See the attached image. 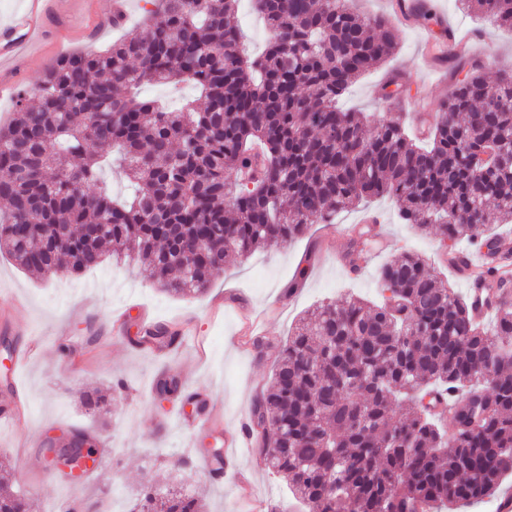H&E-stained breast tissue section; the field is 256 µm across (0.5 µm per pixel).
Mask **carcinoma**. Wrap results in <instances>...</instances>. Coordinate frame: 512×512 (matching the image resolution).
<instances>
[{"mask_svg": "<svg viewBox=\"0 0 512 512\" xmlns=\"http://www.w3.org/2000/svg\"><path fill=\"white\" fill-rule=\"evenodd\" d=\"M512 28V0H459ZM112 46L70 53L17 94L0 127V252L23 269L72 273L140 258L175 295L203 294L225 259L287 244L365 197L444 246L512 223V68L490 82L458 62L426 139L367 126L337 101L388 57V20L349 0H251L271 40L241 49L240 0H150ZM187 82L164 109L144 85ZM125 201L89 187L112 148ZM207 250L199 252L201 240ZM381 299L308 313L279 347L256 401L253 442L308 512H445L484 503L512 476V298L487 330L465 297L403 253L379 271ZM165 325L137 337L166 344ZM459 400L448 428L436 396ZM71 444L94 436L72 431ZM198 496L147 486L128 512H198ZM0 512H28L0 478Z\"/></svg>", "mask_w": 512, "mask_h": 512, "instance_id": "cac0c4a2", "label": "carcinoma"}]
</instances>
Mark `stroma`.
I'll use <instances>...</instances> for the list:
<instances>
[{
    "label": "stroma",
    "mask_w": 512,
    "mask_h": 512,
    "mask_svg": "<svg viewBox=\"0 0 512 512\" xmlns=\"http://www.w3.org/2000/svg\"><path fill=\"white\" fill-rule=\"evenodd\" d=\"M434 2L462 33H483L494 44L497 56L483 58L482 63L484 74L495 78L504 61L512 60V30L462 13L455 0ZM390 24L396 41L393 54L353 83L339 101L344 111L389 118L383 87L393 80L407 93H423L427 111H436L447 98L449 71L423 67L425 47L417 27L395 18ZM118 37L117 31L108 29L95 36L86 30L49 38L16 72L12 87L0 94V122L12 115L17 93L31 87L60 57L112 45ZM367 214L380 217L383 236L369 265L350 268V236L336 235L333 225L314 224L290 244L228 260L207 292L196 296L163 292L132 260L108 261L79 274L62 270L42 279L0 254V335H20L10 322L9 303L16 297L24 303L34 331L51 336L40 356L20 372L30 402L27 422L0 428V463L9 462L13 468L14 486L29 498L31 512H56L65 494L49 481L32 436L46 440L75 428L93 434L101 450L98 473L74 487L83 512H110L116 499L131 504L148 483L200 492L203 512H273L275 505L289 500L284 480L259 463L254 448L239 458L240 466L252 474L248 489L229 476L223 485H213L209 474L190 462L191 435L169 425L179 412L178 398L157 401L154 381L171 371L179 388L208 391L224 406L225 426L233 427L250 411L275 369L273 352L239 349V309L254 311L266 339L283 343L320 302L339 303L351 295L378 301L380 267L406 251L421 255L449 287L465 293L463 279L450 274L440 259L439 239L403 223L391 198L362 200L338 213L335 225L352 226ZM302 262L308 265L306 283L285 294ZM124 307L134 319L143 307L161 322L193 321L205 341L204 352L189 345L160 359L128 348L112 334L113 313ZM94 387L110 390L112 397L107 412L97 416L81 402L82 393Z\"/></svg>",
    "instance_id": "obj_1"
}]
</instances>
